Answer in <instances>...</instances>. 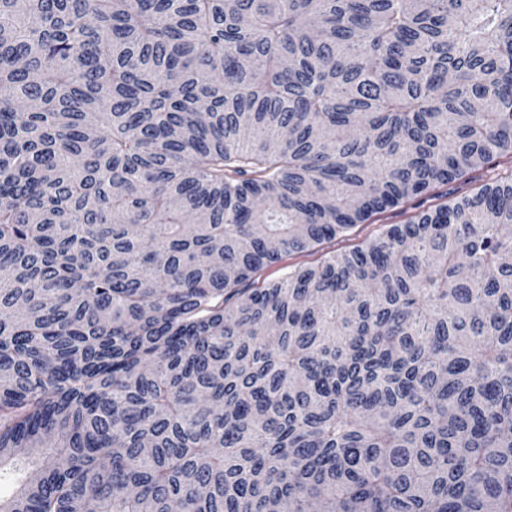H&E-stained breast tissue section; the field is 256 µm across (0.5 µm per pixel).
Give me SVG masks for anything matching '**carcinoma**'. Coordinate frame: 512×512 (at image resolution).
Wrapping results in <instances>:
<instances>
[{"label": "carcinoma", "mask_w": 512, "mask_h": 512, "mask_svg": "<svg viewBox=\"0 0 512 512\" xmlns=\"http://www.w3.org/2000/svg\"><path fill=\"white\" fill-rule=\"evenodd\" d=\"M32 459L0 512H512V0H0ZM470 176H473L472 182H469L467 184H462V183L457 182V183H453V184H449V185H445V186H440V188H438V191L441 194L445 195V197H443L440 200L434 201V202H448L449 203V202L459 198L462 195L471 194V193L477 191L478 188L483 183V179L478 178V176H479L478 172H475V173L471 174ZM434 202L429 201V202L424 203L423 209H425L429 204H432ZM412 211L413 210L409 209L405 212L403 207L390 209L386 213L382 214L375 221V224H359V226H357L349 236L337 238L332 242L325 243L322 246L323 249L318 253L305 257H290L287 260V263L294 264L297 262H312L325 252L332 254L333 252L350 249L362 242L365 238L374 235L383 224L404 223Z\"/></svg>", "instance_id": "carcinoma-1"}]
</instances>
